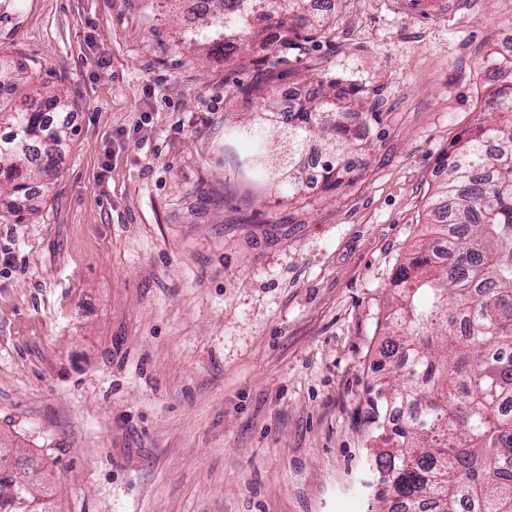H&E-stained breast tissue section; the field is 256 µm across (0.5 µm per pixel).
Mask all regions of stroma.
I'll return each instance as SVG.
<instances>
[{"label": "stroma", "instance_id": "35a3bbf8", "mask_svg": "<svg viewBox=\"0 0 512 512\" xmlns=\"http://www.w3.org/2000/svg\"><path fill=\"white\" fill-rule=\"evenodd\" d=\"M331 20L291 82L357 83L380 123L349 185L292 204L245 164L260 45L175 49L182 13L139 0H0V57L76 128L26 201L0 185V446L49 512H378L390 282L433 236L512 0H334Z\"/></svg>", "mask_w": 512, "mask_h": 512}]
</instances>
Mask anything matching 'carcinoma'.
<instances>
[{
	"label": "carcinoma",
	"mask_w": 512,
	"mask_h": 512,
	"mask_svg": "<svg viewBox=\"0 0 512 512\" xmlns=\"http://www.w3.org/2000/svg\"><path fill=\"white\" fill-rule=\"evenodd\" d=\"M199 0L203 39L228 60L259 42L263 63H288L310 35L328 30L330 15L311 0ZM489 90L474 127L444 153L442 178L428 202L435 237H448V264L431 259L434 243L416 250L391 281L389 346L403 345L405 365L369 386L372 424L394 441L377 463L381 512H512V54L498 53L486 71ZM308 94L282 119L288 164L268 167L267 123L277 108L274 85L243 92L266 102L243 131L252 168L293 202L302 194L294 158L322 141L320 178L339 188L353 180L350 155L364 150V131L380 113L361 112L367 91L337 78L314 77ZM14 74L0 70V176L25 196L23 169L53 176L75 129L57 95L28 97L15 110Z\"/></svg>",
	"instance_id": "1"
}]
</instances>
